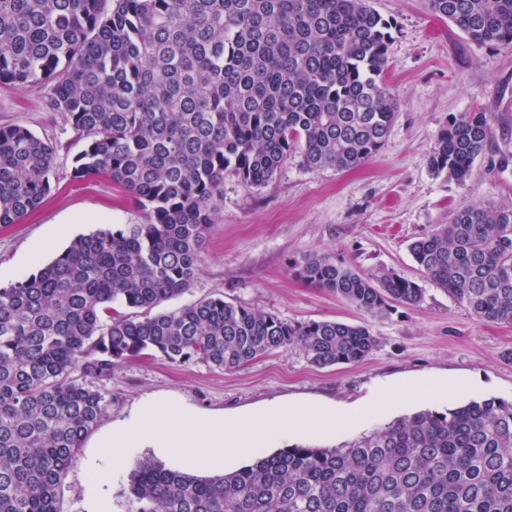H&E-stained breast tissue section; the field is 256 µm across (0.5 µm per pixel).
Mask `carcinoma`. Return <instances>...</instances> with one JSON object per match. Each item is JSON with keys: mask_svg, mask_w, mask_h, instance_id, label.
I'll return each mask as SVG.
<instances>
[{"mask_svg": "<svg viewBox=\"0 0 512 512\" xmlns=\"http://www.w3.org/2000/svg\"><path fill=\"white\" fill-rule=\"evenodd\" d=\"M428 5L473 42L512 47V0ZM390 29L369 0H0V83L48 88L83 141L72 177L110 180L145 213L0 287V512H60L58 488L107 411L101 385L125 361L232 370L294 343L319 367L370 355L361 324H292L222 298L155 308L191 286L224 177L267 185L297 147L313 172L380 151L399 111ZM490 138L487 113L453 119L431 169L465 181ZM54 165L51 144L0 126V225L41 205ZM410 254L477 318L512 325V204H463ZM292 271L371 315L423 293L317 253ZM128 491L130 512H512V401L421 410L212 476L145 459Z\"/></svg>", "mask_w": 512, "mask_h": 512, "instance_id": "carcinoma-1", "label": "carcinoma"}]
</instances>
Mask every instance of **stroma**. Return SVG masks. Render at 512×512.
<instances>
[{"label":"stroma","mask_w":512,"mask_h":512,"mask_svg":"<svg viewBox=\"0 0 512 512\" xmlns=\"http://www.w3.org/2000/svg\"><path fill=\"white\" fill-rule=\"evenodd\" d=\"M393 24L385 81L400 103L380 152L349 171L308 170L292 154L275 180L248 187L224 179V198L207 231L196 277L172 310L221 297L276 315L288 323L309 320L362 324L378 338L358 364L314 365L299 345L219 370L194 358L127 362L105 386L111 403L103 419L127 417L145 396L176 398L231 421L271 404L296 402L345 409L362 407L381 388L423 381H462L451 397L402 402L357 426L298 443L334 447L424 409L488 398L512 400V325L476 318L423 277L410 253L416 238L447 223L463 204L512 203V48L479 45L449 20L432 14L428 0H371ZM490 115L492 137L465 181L433 172L429 157L437 136L458 116ZM28 128L56 149L52 190L20 223L0 226V287L36 273L70 240L112 224H140L133 196L103 179L74 180L81 144L62 114L50 111L38 85H0V125ZM370 274L380 268L418 282V304H392L381 316L359 312L324 289L298 280L291 268L308 253Z\"/></svg>","instance_id":"1"}]
</instances>
